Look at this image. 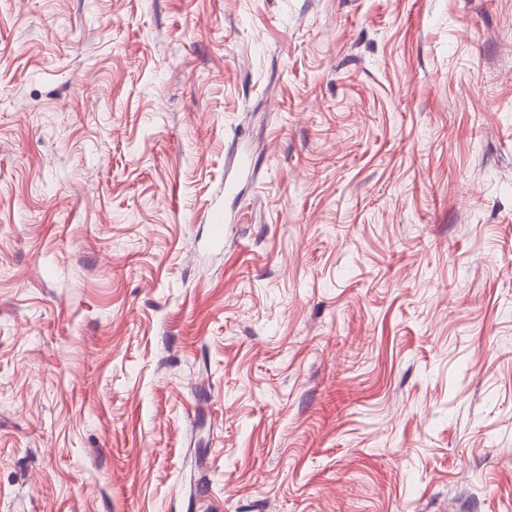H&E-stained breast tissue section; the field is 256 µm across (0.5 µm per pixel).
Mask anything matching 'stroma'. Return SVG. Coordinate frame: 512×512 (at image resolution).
<instances>
[{"label":"stroma","instance_id":"35a3bbf8","mask_svg":"<svg viewBox=\"0 0 512 512\" xmlns=\"http://www.w3.org/2000/svg\"><path fill=\"white\" fill-rule=\"evenodd\" d=\"M0 512H512V0H0Z\"/></svg>","mask_w":512,"mask_h":512}]
</instances>
